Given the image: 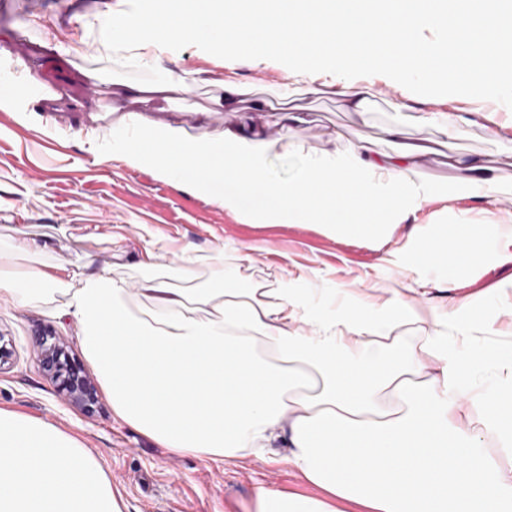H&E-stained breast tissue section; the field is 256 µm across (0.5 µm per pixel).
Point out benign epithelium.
Masks as SVG:
<instances>
[{
    "instance_id": "7a95c632",
    "label": "benign epithelium",
    "mask_w": 512,
    "mask_h": 512,
    "mask_svg": "<svg viewBox=\"0 0 512 512\" xmlns=\"http://www.w3.org/2000/svg\"><path fill=\"white\" fill-rule=\"evenodd\" d=\"M43 371L57 392L67 401L89 405L94 401L95 387L82 368L71 359L66 349L43 338L38 345Z\"/></svg>"
}]
</instances>
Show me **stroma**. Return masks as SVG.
Listing matches in <instances>:
<instances>
[{"mask_svg": "<svg viewBox=\"0 0 512 512\" xmlns=\"http://www.w3.org/2000/svg\"><path fill=\"white\" fill-rule=\"evenodd\" d=\"M156 8L155 0H0V48L14 58L46 56L44 29L29 25L36 15L46 27L69 31L79 16L90 20L108 11L118 25ZM163 65L175 73L200 71L208 79L231 68L267 98L290 68L286 60L230 66L210 55L200 40L173 48ZM87 70L96 71V83L84 78ZM150 77L123 55L108 59L90 47L80 56L49 60L43 72L46 86L38 95L51 99L50 108L0 109V198L5 201L0 207V240L9 241L16 230H23L38 246L32 260L62 262L80 275L108 265L113 277L131 288L144 275L137 259L150 242L168 244L170 251L161 264L176 286L181 279L175 273L174 251L192 243L197 288L210 284L212 269L206 258L221 247L231 256L224 266L226 279L311 286L315 303L325 308L339 289H359L381 301L391 289L427 282L433 301L448 296L470 307L476 315L474 336H483L491 323L498 330L496 343L512 344V260L492 252L452 279L445 270L418 264L407 246L410 232L428 237L438 226L462 220L491 233L500 207L512 204V115L501 112L491 118L469 109V125L450 141L451 152L481 157L500 178L504 191L498 203L462 196L423 204L415 225H400L390 242L378 245L360 238H332L315 224H247L183 184L158 178L150 167L132 169L113 160L100 161L91 148V134L98 127V95L115 80ZM371 78L380 91L371 112L347 111L338 96L312 98L293 138L319 151L362 143L381 150L384 131L397 115H406V136L418 141L436 138L437 133L409 122L413 112L468 109L449 86L435 83L410 91L392 75L375 72ZM60 87L65 90L61 96L56 93ZM214 93L208 84L199 85L180 101L179 112L154 105L148 111L159 123L181 119L197 136L219 137L225 126L248 118L279 134L269 112L220 111L199 121L196 108L209 106ZM118 251L123 254L119 260L114 257ZM46 333L56 336L81 366H88L74 324L60 320L47 306L21 307L0 300V337L11 351L8 362L0 366V410L75 435L109 473L123 512H233L259 482L311 493V486L285 464L249 461L227 468L203 457L173 455L117 418L106 394H99L88 410L65 402L38 359L37 341Z\"/></svg>", "mask_w": 512, "mask_h": 512, "instance_id": "35a3bbf8", "label": "stroma"}]
</instances>
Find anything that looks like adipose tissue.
Instances as JSON below:
<instances>
[{"label": "adipose tissue", "instance_id": "adipose-tissue-1", "mask_svg": "<svg viewBox=\"0 0 512 512\" xmlns=\"http://www.w3.org/2000/svg\"><path fill=\"white\" fill-rule=\"evenodd\" d=\"M132 24L104 19L99 36L81 29L53 41L59 56L81 54L89 38L130 53L148 69L172 47L208 33L212 55L293 67L277 106L230 73L214 82L217 107L277 109L282 126L302 102L337 95L354 112L378 95L365 73L387 71L409 83L437 80L462 97L512 112V0H162ZM335 76H323L325 65ZM10 87L0 107L26 111L40 62H7ZM199 72L113 82L100 106L119 114L117 157L205 193L250 224H317L335 237L388 241L434 200L418 168L432 149L388 127L390 151L367 146L317 152L266 127L243 122L216 139L180 121L156 125L131 101L169 103L201 84ZM303 161L294 179H273L271 158ZM463 195L496 202L500 181L476 157H451ZM421 263L449 257V276L489 251L512 259V212L494 234L467 224L414 243ZM25 234L0 242V297L20 306L55 303L80 330L113 413L179 455L225 466L253 458L287 463L314 494L257 483L240 512H512V349L477 342L474 313L394 297L376 304L347 295L333 313L286 287L243 288L224 279V251L211 255L207 288H176L161 272L155 245L138 264L142 311L108 266L81 287L63 264H22ZM418 325L409 346L400 327ZM490 377L492 394L479 382ZM0 512H122L109 475L75 436L0 410Z\"/></svg>", "mask_w": 512, "mask_h": 512}]
</instances>
